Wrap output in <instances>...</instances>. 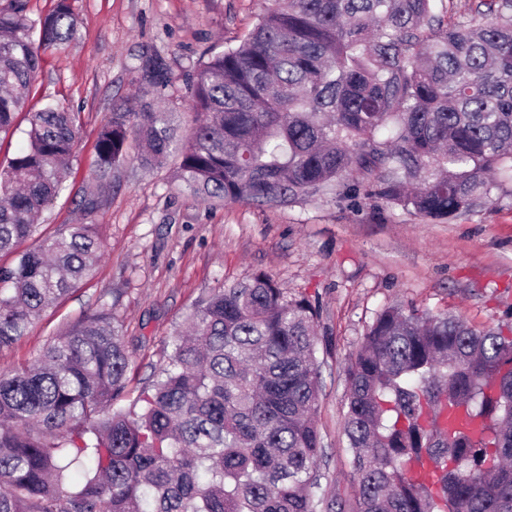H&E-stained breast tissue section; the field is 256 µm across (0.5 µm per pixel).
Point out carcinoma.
<instances>
[{"label": "carcinoma", "instance_id": "1", "mask_svg": "<svg viewBox=\"0 0 512 512\" xmlns=\"http://www.w3.org/2000/svg\"><path fill=\"white\" fill-rule=\"evenodd\" d=\"M26 7L0 9V134L26 109L42 54L79 36L68 0L35 19ZM143 80L169 77L152 61ZM189 101L180 141L171 112L112 108L96 179L112 181L131 140L144 168L179 141L176 178L205 202L376 199L381 214L449 222L512 181V0H480L453 22L445 0H273L241 43L199 64ZM28 122L27 145L0 170V253L35 239L0 268L1 348L89 278L103 248L94 224L35 238L80 124L59 104ZM318 316L265 274L221 288L193 306L134 400L114 317L88 316L0 373V512H512V325L380 311L346 370L347 503L322 487ZM491 381L496 399L483 394ZM448 397L492 438L446 437Z\"/></svg>", "mask_w": 512, "mask_h": 512}]
</instances>
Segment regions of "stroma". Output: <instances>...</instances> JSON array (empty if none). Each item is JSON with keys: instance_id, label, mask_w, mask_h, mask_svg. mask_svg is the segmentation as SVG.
Masks as SVG:
<instances>
[{"instance_id": "obj_1", "label": "stroma", "mask_w": 512, "mask_h": 512, "mask_svg": "<svg viewBox=\"0 0 512 512\" xmlns=\"http://www.w3.org/2000/svg\"><path fill=\"white\" fill-rule=\"evenodd\" d=\"M81 37L46 54L29 100L80 115L81 139L66 188L39 219L50 235L81 221L79 204L96 195L91 216L104 253L79 284L11 347L0 371L33 362L48 340L87 315L108 309L130 355L128 389L139 394L167 359L166 341L194 303L217 288L268 274L289 296L319 308L321 363L318 426L326 448L323 487L355 495L343 434L346 367L378 312L413 306L464 318L479 328L512 322V196L448 223L400 210L381 216L375 202L351 206L331 198L288 207L206 203L173 179L171 167L126 163L111 184L93 173L99 127L121 101L144 99L189 127L187 85L206 50L238 45L270 0H69ZM160 59L171 82L141 80L147 59Z\"/></svg>"}]
</instances>
